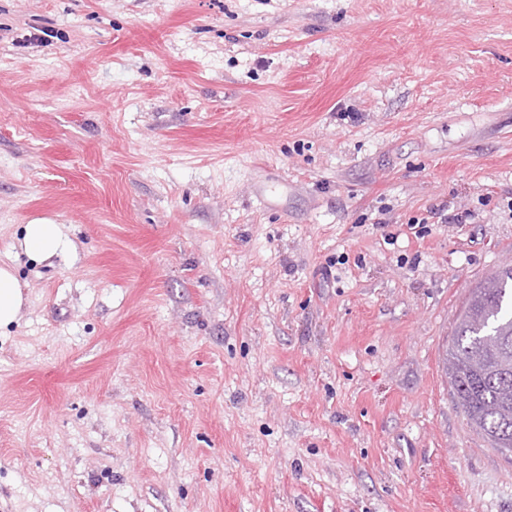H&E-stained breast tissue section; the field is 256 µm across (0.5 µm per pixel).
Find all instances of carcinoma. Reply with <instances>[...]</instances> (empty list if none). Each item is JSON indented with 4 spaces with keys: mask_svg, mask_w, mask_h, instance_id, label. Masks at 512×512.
I'll list each match as a JSON object with an SVG mask.
<instances>
[{
    "mask_svg": "<svg viewBox=\"0 0 512 512\" xmlns=\"http://www.w3.org/2000/svg\"><path fill=\"white\" fill-rule=\"evenodd\" d=\"M443 364L467 423L512 455V265L470 289Z\"/></svg>",
    "mask_w": 512,
    "mask_h": 512,
    "instance_id": "cac0c4a2",
    "label": "carcinoma"
}]
</instances>
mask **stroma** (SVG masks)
<instances>
[{
	"mask_svg": "<svg viewBox=\"0 0 512 512\" xmlns=\"http://www.w3.org/2000/svg\"><path fill=\"white\" fill-rule=\"evenodd\" d=\"M2 263L0 512H512V0H0ZM22 247L31 257L46 259L71 249L61 225L27 224L23 228ZM23 305V292L13 268L0 265V328L17 322ZM475 369L463 367L471 356ZM443 364L467 423L504 456L512 455V265L470 288Z\"/></svg>",
	"mask_w": 512,
	"mask_h": 512,
	"instance_id": "1",
	"label": "stroma"
}]
</instances>
